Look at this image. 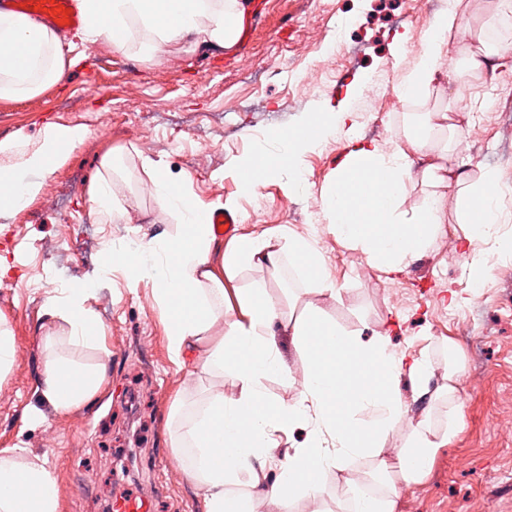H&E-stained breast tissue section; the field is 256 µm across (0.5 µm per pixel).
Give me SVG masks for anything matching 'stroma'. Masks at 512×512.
<instances>
[{"mask_svg": "<svg viewBox=\"0 0 512 512\" xmlns=\"http://www.w3.org/2000/svg\"><path fill=\"white\" fill-rule=\"evenodd\" d=\"M265 4L248 42L202 48L189 37L152 54L136 35L141 22H126L127 43L70 35L74 63L57 84L34 96L0 98V140L21 138L37 147L47 123L86 124L91 134L43 181L41 192L21 210L0 217V317L16 341L13 366L0 381V450L22 444L23 459L52 469L60 512H106L120 484L133 485L153 501L154 512H203L199 485L188 479L193 451L173 449L172 436L186 434L204 398L237 399L241 387L228 371L201 373L172 361L169 326L151 281L129 289L122 271H105L104 248L117 235L137 240L179 231L176 216L154 195V175L179 183L197 209L237 212L240 237L258 238L298 271L297 287L283 275L252 265L224 280L222 313L210 329L220 337L239 314L241 289L260 283L283 299L276 332L286 376L264 379L267 396L299 397L308 362L295 336L306 313L333 320L364 341L386 337L391 349L426 358L429 376L395 381L403 413L384 433L375 455L346 460L319 476L320 496L275 499L268 485L280 459L264 473L244 471L230 496L264 502L267 512H345L336 488L354 472L373 478L377 496L394 512H512V254L483 239H465L459 210H440L441 225L407 267L388 272L336 236L323 214V200L353 146L386 151L414 137L419 114L393 88L365 85L356 104L355 134L327 137L301 157L304 187L287 193V174L267 178L258 196L246 193L235 171L256 150L274 154L275 135L301 128L322 108L337 107L349 81L336 68L350 64L349 80L381 72L400 83L428 40L430 14L419 0H247ZM491 80L474 81L470 98L431 86L417 95L426 112L450 111L451 129L411 152L416 168L435 163L464 171L468 184L486 172L496 176L501 198L500 237L512 238V163L494 157L498 141L512 140V127L483 115L487 85L500 86L512 107V31ZM360 53L347 59L344 47ZM371 134H363L367 121ZM115 150L136 171V185L116 191L113 216L90 211L87 188L99 161ZM263 208H256V200ZM308 239L329 276L319 284L288 247ZM495 254L486 278L474 281L472 263ZM98 273L88 305L104 328L111 353L107 379L87 405L58 413L39 393L42 364L51 354L96 362V349L70 344L68 326L50 314L46 299L61 285ZM183 409L167 414L175 400ZM38 409L40 423L26 420ZM426 423L440 448L415 481L399 471L381 473L404 448L417 423ZM85 489L70 493L71 485Z\"/></svg>", "mask_w": 512, "mask_h": 512, "instance_id": "obj_1", "label": "stroma"}]
</instances>
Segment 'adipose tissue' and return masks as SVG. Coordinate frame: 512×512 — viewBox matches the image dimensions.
<instances>
[{
    "label": "adipose tissue",
    "instance_id": "adipose-tissue-1",
    "mask_svg": "<svg viewBox=\"0 0 512 512\" xmlns=\"http://www.w3.org/2000/svg\"><path fill=\"white\" fill-rule=\"evenodd\" d=\"M87 19L88 37H106L116 47L126 44L125 22L134 17L153 33L149 52L194 34L209 42L233 46L242 31L245 0H225L219 12H209L208 0H79ZM209 25H202V16ZM463 24L456 0L429 22L431 38L412 72L395 92L399 98L415 96L439 81L456 87L469 85L472 78L492 70L502 49L486 45L472 52L465 69L448 67L449 45ZM64 74L63 44L45 27L18 13L0 15V97L26 96L57 83ZM348 108L313 113L305 128L277 133L279 152L274 160L260 155L237 163L242 182L249 191L276 171L289 174L288 190L297 192L303 183L299 159L307 150L336 133L351 134ZM89 134L86 125L46 124L40 147L13 165L0 166V215L24 207L40 191V176L49 175L72 149ZM25 171L37 172L34 180L22 179ZM441 181L438 167L415 171L414 162L401 152L378 148L353 149L336 175V185L324 200L325 215L333 231L352 248L380 268L396 272L406 267L427 245L440 222L438 201L428 198L410 221L399 215L406 184L415 174ZM494 174H487L484 188L464 199L468 214L462 224L465 237L487 238L499 222V205L489 187ZM155 199L180 218L174 237L137 241L133 247L108 249V269L124 271L129 287L145 279L155 284L161 311L170 325V348L177 366L195 356L203 370H226L236 376L239 398L227 402L206 399L197 408L188 438H175L174 447L191 445L194 461L189 471L203 491L204 512H233L227 492L238 483L244 467L265 469V452L275 431L296 422L311 425L305 447L297 449L281 465L269 488L275 498L305 495L318 497L321 470L337 467L346 458L374 452L382 434L401 414L402 404L394 388L402 371L418 381L428 376L423 359L406 360L389 350L384 340L366 343L323 316L307 314L297 330L310 371L298 403L281 409L269 401L262 381L284 372L277 356L276 330L282 311L266 288L257 286L239 293L243 317L232 322L224 336L211 340L209 330L224 294V278L242 268L264 263L278 268L279 253L269 251L259 239L243 238L225 247L212 230L208 214L200 212L169 179L155 182ZM220 265H213V256ZM99 286L98 277L77 282L50 296L51 313H64L70 342L93 344L100 331L84 302ZM110 352L99 361L82 364L63 356L45 361L40 380L43 398L60 412L89 402L106 380ZM439 449L425 424H418L407 448L391 466L405 479L422 475ZM21 447L0 451V512H59L56 475L45 466L21 462Z\"/></svg>",
    "mask_w": 512,
    "mask_h": 512
}]
</instances>
